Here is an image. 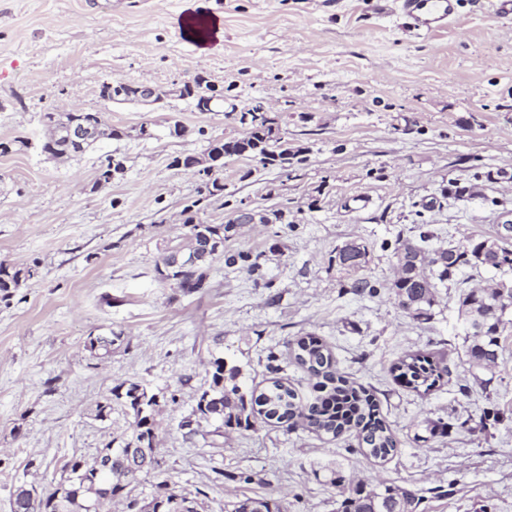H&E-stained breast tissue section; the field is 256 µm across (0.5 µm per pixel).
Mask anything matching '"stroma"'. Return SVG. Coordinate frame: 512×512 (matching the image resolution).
Segmentation results:
<instances>
[{
	"label": "stroma",
	"instance_id": "obj_1",
	"mask_svg": "<svg viewBox=\"0 0 512 512\" xmlns=\"http://www.w3.org/2000/svg\"><path fill=\"white\" fill-rule=\"evenodd\" d=\"M184 0H0V260L38 262L39 275L0 302V512L25 484L50 489L72 456L91 455L127 431L132 417L94 409L109 388L135 380L158 392V467L134 484L197 496L202 512L263 497L284 512H336L332 471L347 479L414 486L417 512H512V327L498 365L472 369L458 321L463 289L503 279L464 267L441 289L431 320H414L389 289L397 238L420 222L433 246L471 248L512 220V22L487 0H458L455 19L425 38L379 0H204L222 24L221 49L203 52L184 31ZM204 76L226 111L200 112L169 97L152 107L105 102L102 82L163 90ZM263 101L281 117L304 163L264 169L224 162L229 202L202 197V181L175 157L242 136L234 112ZM103 113L125 138L59 159L41 154L47 111ZM178 117L185 136L170 135ZM150 121L156 136L132 128ZM124 157L121 178L94 187L106 155ZM462 194H455V187ZM198 202L206 224L233 206L282 209L284 224H245L228 251L261 254L257 273L215 260L209 286L189 293L156 272L164 245ZM368 249L358 276L380 284L354 293L336 263L348 242ZM122 335L108 357L87 336ZM319 337L349 380L373 389L399 442L380 461L354 437L339 440L256 419L249 429L181 423L211 381L213 358L240 366L249 386L278 379L301 402L317 380L298 365L296 339ZM443 353L448 373L431 391L395 381L412 353ZM447 422L430 435L427 421ZM100 330L103 331L95 335L90 333L84 344V349L95 358L108 356L112 352V345L122 338L121 333L115 332L111 327Z\"/></svg>",
	"mask_w": 512,
	"mask_h": 512
}]
</instances>
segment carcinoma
<instances>
[{"instance_id": "obj_1", "label": "carcinoma", "mask_w": 512, "mask_h": 512, "mask_svg": "<svg viewBox=\"0 0 512 512\" xmlns=\"http://www.w3.org/2000/svg\"><path fill=\"white\" fill-rule=\"evenodd\" d=\"M45 138L41 151L59 158L78 155L93 144L119 138V131L112 129L101 112H46L43 115ZM243 136L227 140L208 142L206 151L222 153L226 157H248L259 166H275L276 157L285 154L293 157L304 154V150L288 146V142L273 135L266 121L250 118L244 122ZM90 130L89 137L77 143L74 135L79 129ZM123 159L108 156L98 168L95 184H109L123 174ZM193 202L183 209L185 228L184 244L169 247L162 257V266L157 272L164 280L175 282L184 291L201 292L208 287L209 265L186 268L177 263V255L198 254L207 244L224 243L236 225L204 224L197 219ZM433 233L420 230L419 240L397 238L394 257L400 270L390 288L399 305L415 320L429 321L434 306L438 304V292L448 287V281L463 267L477 262L495 270H512V249L498 242H480L471 249L456 247L428 249ZM224 263L241 265L254 273L261 269V255L250 250H237L223 254ZM367 249L356 243H347V251L337 250L336 261L344 270L357 272L366 263ZM39 274V263L18 264L0 260V301H9L27 282ZM512 311V283L504 280L478 290L471 289L459 297L458 315L462 322L471 323L465 328V356L472 368L489 370L498 364L499 336L509 321L505 319ZM122 333L108 327L97 334H89L84 349L95 358H103L112 352V345L121 340ZM296 361L319 379L323 395L315 401L303 404L296 400L294 391L276 380L266 390L256 393L247 389L242 381V369L227 367L222 359L212 363L211 382L197 399L192 415L185 418L181 427L192 426L193 418L214 421L230 429H248L253 420L262 417L274 420L287 428L303 421L318 434L330 435L334 439L352 433L361 447L376 459H386L398 451V441L380 416L379 406L373 393L361 385L349 382L335 369L331 351L313 336L296 342ZM396 378L415 390L430 391L448 372L444 358L434 355L411 354L393 365ZM119 405L128 410L133 421L130 432L120 439L106 444L111 447L145 448L148 457L131 463L128 453L112 454V463L107 472L98 476L99 481L110 483L114 488H124L137 480V476L155 468L153 448L159 394L135 381H124L111 387L95 408V417L105 419L112 414V406ZM96 456H74L67 460L62 474L81 470L83 474L95 471ZM337 489V512H416L422 496L420 490L380 484L368 489L363 484L354 487L345 483L342 476L332 479ZM94 496L93 484L74 478L69 484L58 483L56 487L41 494L24 485L17 487L11 501V512H87L86 504ZM179 492L166 481L156 485L150 500L128 498L127 512H176L170 507ZM229 512H282L276 502L263 498H245L232 504Z\"/></svg>"}]
</instances>
